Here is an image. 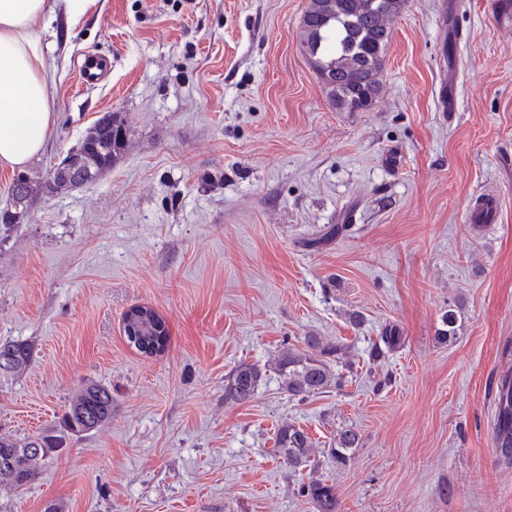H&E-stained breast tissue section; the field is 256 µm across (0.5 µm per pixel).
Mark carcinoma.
I'll use <instances>...</instances> for the list:
<instances>
[{
	"label": "carcinoma",
	"instance_id": "carcinoma-1",
	"mask_svg": "<svg viewBox=\"0 0 512 512\" xmlns=\"http://www.w3.org/2000/svg\"><path fill=\"white\" fill-rule=\"evenodd\" d=\"M403 0H309L300 26L299 48L307 58L332 106L340 112L369 110L380 92L379 74L384 52L391 39L390 22L400 12ZM125 125L117 116H104L90 129L79 146L78 155L84 166L75 170L73 180L81 185L92 184L108 168L123 144ZM148 317L135 329L140 345L136 350L154 354L164 348L167 336L159 334L165 328L162 317L147 308ZM306 348H287L280 360L282 386L288 394L304 400L323 392L335 380L331 357L340 348L323 343L317 336L305 337ZM404 344V337L395 325L382 330L371 355L394 352ZM14 353V360L1 373L18 372L31 361V348L20 342L0 344V350ZM263 372L255 364L241 363L225 379L224 399L237 403L251 401L261 382ZM497 416L493 424L495 448L500 458L512 461V373L502 375L496 392ZM112 420V392L109 388L89 382L72 397L62 416L60 428L48 429L32 437L18 439L0 435V454L8 452L11 463L0 465V486L22 488L40 474L48 458L46 449L63 448L67 440L97 430ZM357 432L347 429L338 437L331 453L336 462L348 460L347 451L358 447ZM277 449L293 468L309 462V436L293 424L282 425L276 433ZM41 452H35V449ZM316 512H336L337 499L333 486L321 480H311L301 486Z\"/></svg>",
	"mask_w": 512,
	"mask_h": 512
}]
</instances>
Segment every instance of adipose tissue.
Instances as JSON below:
<instances>
[{"mask_svg": "<svg viewBox=\"0 0 512 512\" xmlns=\"http://www.w3.org/2000/svg\"><path fill=\"white\" fill-rule=\"evenodd\" d=\"M56 0H0V165L22 170L54 124L47 59L35 32Z\"/></svg>", "mask_w": 512, "mask_h": 512, "instance_id": "ef3b65f1", "label": "adipose tissue"}]
</instances>
